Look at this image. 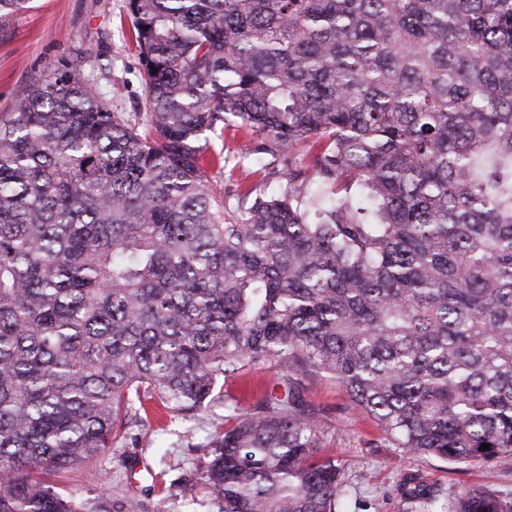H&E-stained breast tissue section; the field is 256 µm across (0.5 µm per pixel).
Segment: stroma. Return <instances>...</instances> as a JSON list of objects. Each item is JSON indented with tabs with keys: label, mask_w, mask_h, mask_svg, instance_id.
Wrapping results in <instances>:
<instances>
[{
	"label": "stroma",
	"mask_w": 512,
	"mask_h": 512,
	"mask_svg": "<svg viewBox=\"0 0 512 512\" xmlns=\"http://www.w3.org/2000/svg\"><path fill=\"white\" fill-rule=\"evenodd\" d=\"M129 30L126 0H33L32 9L17 16L10 34L0 39V116L14 111L21 85L72 60L78 49L89 54L85 76L96 79L113 110L137 112L143 87ZM243 142L233 128L209 136L211 151L225 159L223 171H210L209 184L230 202L239 191ZM280 375V368L270 363L245 367L240 377L220 387V400L206 411L190 420L168 416L166 439L175 448L167 458L155 453L152 433L130 431L122 451L136 467L118 477L131 482L139 498L157 504L158 512H203L181 496L163 499L162 488L198 460V445L223 426V395H232L242 408H250ZM302 397L327 430L326 455L344 470L351 485L347 512H406L399 484L410 474L424 485L442 489L449 500L476 486L512 497V456L471 464L436 456L416 458L393 448L377 422L357 409L334 379L311 374L303 382ZM114 477L112 462L100 459L71 471L63 486L68 493L94 495L109 488Z\"/></svg>",
	"instance_id": "obj_1"
}]
</instances>
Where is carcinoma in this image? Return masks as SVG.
<instances>
[{"label": "carcinoma", "mask_w": 512, "mask_h": 512, "mask_svg": "<svg viewBox=\"0 0 512 512\" xmlns=\"http://www.w3.org/2000/svg\"><path fill=\"white\" fill-rule=\"evenodd\" d=\"M30 3L0 0V38ZM127 6L138 112L77 65L0 118V512H151L123 484L66 496L54 478L152 430L147 402L201 411L266 362L284 395L226 396L168 489L211 512H338L313 373L405 454L511 456L512 0ZM232 124L242 175L283 163L287 186L216 196L207 133ZM405 500L512 512L483 487Z\"/></svg>", "instance_id": "1"}]
</instances>
